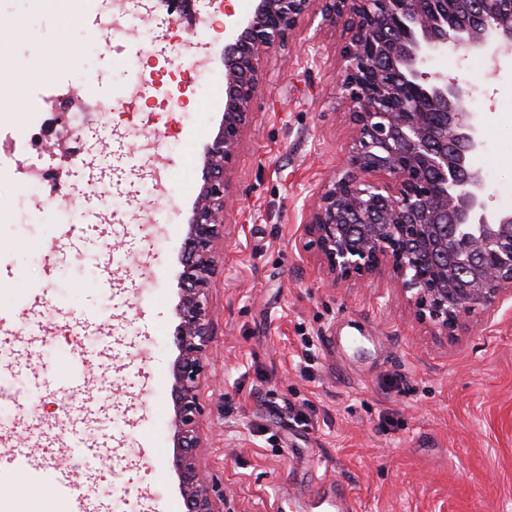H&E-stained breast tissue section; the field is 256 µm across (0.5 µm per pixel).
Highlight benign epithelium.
I'll use <instances>...</instances> for the list:
<instances>
[{
	"instance_id": "1",
	"label": "benign epithelium",
	"mask_w": 512,
	"mask_h": 512,
	"mask_svg": "<svg viewBox=\"0 0 512 512\" xmlns=\"http://www.w3.org/2000/svg\"><path fill=\"white\" fill-rule=\"evenodd\" d=\"M318 14L350 33L340 89L353 137L344 170L320 190L304 224L334 284L386 270L415 319L449 339L512 295V211L488 208L485 178L471 165L484 143L466 84L429 67L450 49L496 64L512 44V0H256L224 41V113L203 152L181 258L170 464L186 512H224V486L199 454V425L226 172L250 123L263 56Z\"/></svg>"
}]
</instances>
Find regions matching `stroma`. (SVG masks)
<instances>
[{"label":"stroma","instance_id":"1","mask_svg":"<svg viewBox=\"0 0 512 512\" xmlns=\"http://www.w3.org/2000/svg\"><path fill=\"white\" fill-rule=\"evenodd\" d=\"M0 12L29 32L0 69H28L37 54L54 66L50 50L62 42L84 52L67 72L70 82L102 68L79 21L61 24L63 0L50 8L0 0ZM347 39L344 27L308 19L262 60L252 122L227 173L237 203L214 246L201 453L230 512H304L313 495L338 488L354 512H512V298L447 341L413 318L388 273L332 285L304 233L308 208L343 169L352 136L336 89ZM430 67L468 83L484 141L471 164L486 178L490 206L512 211V46L492 69L455 50ZM192 82L194 93L178 106L143 100L137 110L98 118L130 144L154 138L177 165L156 187L152 157L136 152L142 179L111 197L127 223L83 225L77 210L51 207L32 216L29 194L49 195L51 185L28 192L0 177V202L17 214L0 223V284L16 296L43 289L49 306L63 305L74 319L99 312L101 327L122 337L112 360V429L138 453L99 466L93 487L112 488L136 512L183 510L167 465L178 275L190 187L203 183L201 157L222 119L211 106L224 91L221 63L207 64ZM75 223L82 248L49 262L59 226ZM107 243L123 255L116 297L100 288L96 258ZM98 341L60 326L31 356L49 374L68 350L89 352ZM389 378L399 381L395 391L384 387ZM147 439L157 455H140ZM0 512L68 509L48 485L14 470L0 447Z\"/></svg>","mask_w":512,"mask_h":512}]
</instances>
